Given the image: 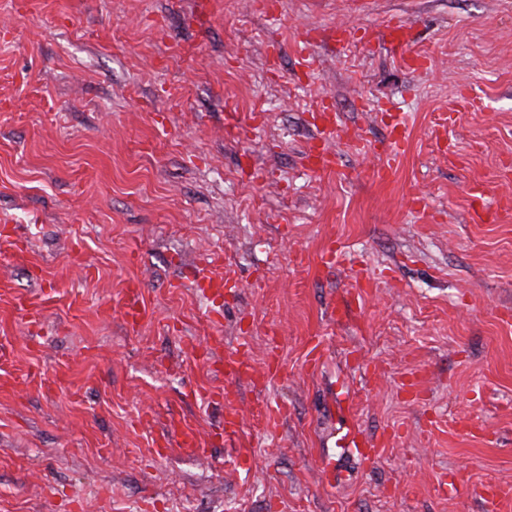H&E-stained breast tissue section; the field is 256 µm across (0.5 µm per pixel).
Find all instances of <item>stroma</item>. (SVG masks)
Listing matches in <instances>:
<instances>
[{
    "label": "stroma",
    "mask_w": 512,
    "mask_h": 512,
    "mask_svg": "<svg viewBox=\"0 0 512 512\" xmlns=\"http://www.w3.org/2000/svg\"><path fill=\"white\" fill-rule=\"evenodd\" d=\"M197 2L0 0V512H483L474 486L512 484V0ZM328 239L345 259L313 272ZM204 263L237 287L203 297ZM218 331L281 365L238 386L247 467L207 398ZM364 438L378 458L349 453ZM387 29L391 48L407 68L415 69L419 62V55L410 50V45L417 36L414 27L406 20L396 17L392 19ZM408 119L401 116L394 124V137L379 164L373 169V178L380 183L391 182L397 173L402 158L407 152Z\"/></svg>",
    "instance_id": "obj_1"
}]
</instances>
